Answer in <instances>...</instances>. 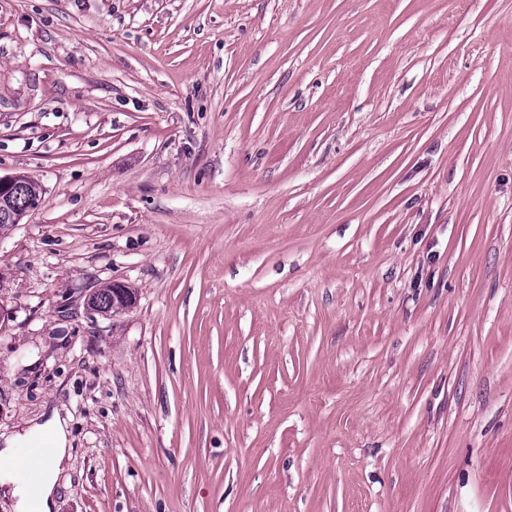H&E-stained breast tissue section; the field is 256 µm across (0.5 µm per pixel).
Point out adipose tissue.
Here are the masks:
<instances>
[{
	"mask_svg": "<svg viewBox=\"0 0 512 512\" xmlns=\"http://www.w3.org/2000/svg\"><path fill=\"white\" fill-rule=\"evenodd\" d=\"M69 437L67 419L55 412L43 424L16 435L0 448V485L11 486L16 512H53L58 475L69 458ZM39 442L44 452L36 475L20 477L15 463L21 446Z\"/></svg>",
	"mask_w": 512,
	"mask_h": 512,
	"instance_id": "1",
	"label": "adipose tissue"
}]
</instances>
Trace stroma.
<instances>
[{
  "instance_id": "stroma-1",
  "label": "stroma",
  "mask_w": 512,
  "mask_h": 512,
  "mask_svg": "<svg viewBox=\"0 0 512 512\" xmlns=\"http://www.w3.org/2000/svg\"><path fill=\"white\" fill-rule=\"evenodd\" d=\"M18 174L56 512H512V0H0ZM20 187L17 194L8 203L10 210H26L37 206L40 199V191L38 184L25 176H17ZM113 288L117 289L118 294L116 295L128 309H131L135 306L137 302L136 295L132 293H126L121 291L120 289H125V284L122 282L113 281L105 285L103 288L98 289L94 292L93 296L97 301V315L101 316H116L117 314H121L126 310H120L118 307L114 306L112 302V293ZM86 307L90 313V315L96 314V311L93 309L92 296L87 299Z\"/></svg>"
}]
</instances>
